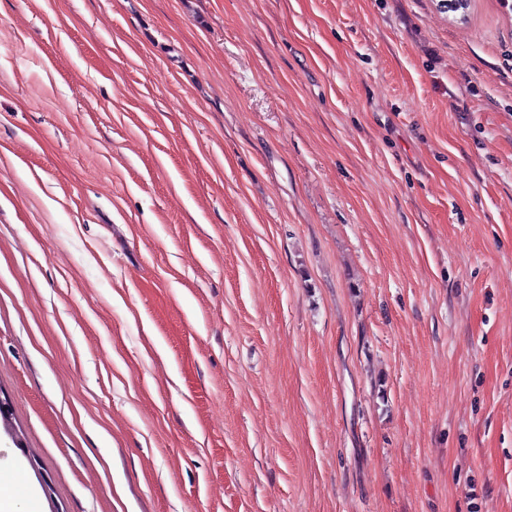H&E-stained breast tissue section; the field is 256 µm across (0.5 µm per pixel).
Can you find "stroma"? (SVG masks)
<instances>
[{
  "label": "stroma",
  "instance_id": "35a3bbf8",
  "mask_svg": "<svg viewBox=\"0 0 512 512\" xmlns=\"http://www.w3.org/2000/svg\"><path fill=\"white\" fill-rule=\"evenodd\" d=\"M0 398L38 512H512V0H0Z\"/></svg>",
  "mask_w": 512,
  "mask_h": 512
}]
</instances>
